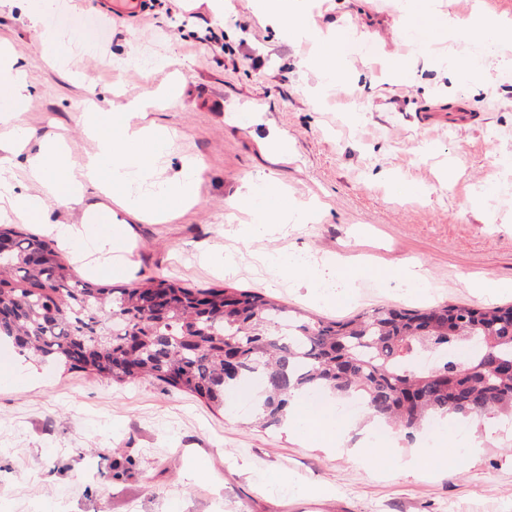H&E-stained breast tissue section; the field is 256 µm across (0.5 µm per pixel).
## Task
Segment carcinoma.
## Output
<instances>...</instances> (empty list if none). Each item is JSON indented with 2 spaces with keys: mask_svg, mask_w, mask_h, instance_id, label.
I'll return each instance as SVG.
<instances>
[{
  "mask_svg": "<svg viewBox=\"0 0 512 512\" xmlns=\"http://www.w3.org/2000/svg\"><path fill=\"white\" fill-rule=\"evenodd\" d=\"M0 339L38 362L115 382L154 379L224 405V390L265 379L258 424L282 423L291 391L357 395L365 412L407 434L432 415L512 420V305L379 307L346 320L301 314L265 293L187 288L169 279L112 287L80 277L49 242L0 224ZM470 355L456 364L451 351ZM422 352L441 358L424 369Z\"/></svg>",
  "mask_w": 512,
  "mask_h": 512,
  "instance_id": "obj_1",
  "label": "carcinoma"
}]
</instances>
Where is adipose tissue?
<instances>
[{
    "mask_svg": "<svg viewBox=\"0 0 512 512\" xmlns=\"http://www.w3.org/2000/svg\"><path fill=\"white\" fill-rule=\"evenodd\" d=\"M265 21L281 24L287 36L324 44L322 30L312 23L303 0H258ZM25 73L15 66L11 51H0V216L12 215L15 221L40 225L45 235L55 238L65 248H92L100 257L124 251L127 224L117 219L103 225L94 223L91 215H83L75 223L52 221V204L81 197L86 187L96 188L109 197L119 211L145 214L163 221L168 212L195 203V187L201 171L197 160H184L181 171L172 179H160L157 162L170 143L167 128L141 123L140 118L155 107V99L132 102L130 109L136 123H124L121 137H113L110 122L98 110L85 115L88 134L96 140L97 149L82 165L80 179L69 175V161L64 149L52 139H45L35 152H27V140L15 123L27 97ZM24 156L30 173L39 178L43 193L21 194L15 185L16 156ZM235 206L254 214L250 224L240 225L237 233L245 240L272 235L288 225L307 223V210L288 203L270 183L244 181ZM267 272L277 279H287L307 289L312 300L331 304L335 294L311 263L296 261L294 256L276 252L260 254ZM338 278L350 285L375 279L384 283L405 284L410 294L420 297L428 293L425 273L409 266H377L365 260L339 261L335 264ZM292 400L298 409L284 421L288 431L305 441L322 443L331 448L343 445L348 422L336 419L330 399L313 403L304 391H294Z\"/></svg>",
    "mask_w": 512,
    "mask_h": 512,
    "instance_id": "adipose-tissue-1",
    "label": "adipose tissue"
}]
</instances>
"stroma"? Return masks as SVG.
<instances>
[{"mask_svg": "<svg viewBox=\"0 0 512 512\" xmlns=\"http://www.w3.org/2000/svg\"><path fill=\"white\" fill-rule=\"evenodd\" d=\"M27 2L0 0V41L27 74L29 150L57 136L73 158L92 153V105L121 116L172 84L176 101L148 114L173 134L162 175L175 177L186 156L201 165L195 204L163 223L129 217L135 267L113 268L109 284L249 288L336 320L382 306L512 303L510 292L469 286L512 281V37L489 48L466 27L479 15L512 22V0H429L425 31L405 25L402 0H315L322 30L356 40L333 79L312 65L314 46L260 20L254 0H231L221 15L207 0H145L109 18L95 49L83 29L99 0L76 11L53 0L57 28L72 31L56 56ZM460 101L478 120L421 117ZM267 178L311 220L237 243L233 230L254 216L231 203L245 180ZM228 248L238 252L230 276L204 262ZM259 250L409 265L425 272L429 295L375 280L352 289L324 267L338 300L325 306L272 280ZM252 420L247 403L217 410L157 380L67 370L2 341L0 512H512V425L487 422L490 437L466 462L442 455L425 473L405 467L414 443L399 434L383 459L358 462ZM273 473L290 488L269 482Z\"/></svg>", "mask_w": 512, "mask_h": 512, "instance_id": "35a3bbf8", "label": "stroma"}]
</instances>
